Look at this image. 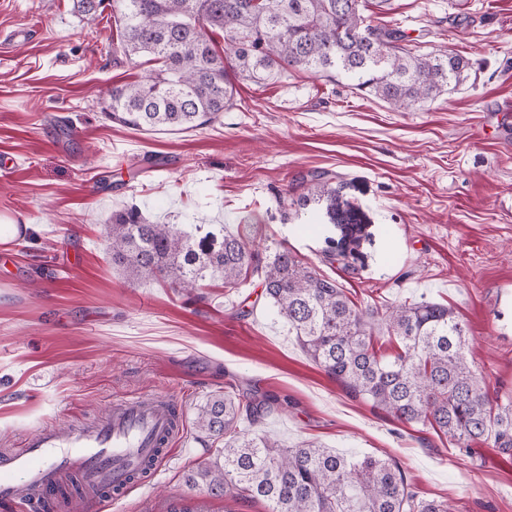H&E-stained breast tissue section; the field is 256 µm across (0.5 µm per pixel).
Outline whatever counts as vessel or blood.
I'll use <instances>...</instances> for the list:
<instances>
[{
	"label": "vessel or blood",
	"mask_w": 512,
	"mask_h": 512,
	"mask_svg": "<svg viewBox=\"0 0 512 512\" xmlns=\"http://www.w3.org/2000/svg\"><path fill=\"white\" fill-rule=\"evenodd\" d=\"M182 427L172 401L151 394L113 401L96 428L38 427L22 452L0 454V504L43 512L66 471L79 474L92 503L121 496L170 452Z\"/></svg>",
	"instance_id": "1"
}]
</instances>
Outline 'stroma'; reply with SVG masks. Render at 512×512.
Segmentation results:
<instances>
[{"label":"stroma","mask_w":512,"mask_h":512,"mask_svg":"<svg viewBox=\"0 0 512 512\" xmlns=\"http://www.w3.org/2000/svg\"><path fill=\"white\" fill-rule=\"evenodd\" d=\"M73 2L0 0V453L42 424H95L113 399L161 391L184 432L109 512H267L186 482L214 454L197 408L225 383L256 384L282 402L264 428L285 446L388 458L418 499L512 512V458L482 443L460 452L351 395L308 358L258 280L211 283L194 304L128 280L105 235L112 213L134 205L151 222L285 244L361 306L447 304L470 329L476 372L512 395V0H388V24L473 64L429 108L397 112L347 82L297 74L238 81L218 122L160 132L105 115L112 86L152 66L114 60L111 12L90 27ZM315 169L338 175L363 214L371 238L357 271L326 262L334 225L276 205Z\"/></svg>","instance_id":"1"}]
</instances>
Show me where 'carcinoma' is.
<instances>
[{
  "mask_svg": "<svg viewBox=\"0 0 512 512\" xmlns=\"http://www.w3.org/2000/svg\"><path fill=\"white\" fill-rule=\"evenodd\" d=\"M104 0H76L90 27ZM369 0H112L116 50L129 61L158 64L153 73L112 88L104 112L121 125L152 131L193 129L235 104L234 79L276 82L291 71L342 78L394 110L423 108L455 91L469 62L454 51L424 52L397 27L364 14ZM223 34L219 53L213 34ZM345 183L313 172L277 198L283 211L325 204L340 230L326 258L350 269L365 225L344 198ZM112 264L133 281L163 282L196 301L207 281L240 288L258 278L274 313L308 357L352 394L408 424H418L467 452L475 442L512 455V398L493 396L468 358L469 332L448 306L426 300L357 306L338 282L303 264L284 245L259 250L222 224H151L136 209L106 225ZM396 341L376 349L375 329ZM278 399L232 389L198 408L199 436L222 443L215 461L188 476L214 497L263 499L269 512H449L418 500L396 463L339 455L303 441L284 447L263 433Z\"/></svg>",
  "mask_w": 512,
  "mask_h": 512,
  "instance_id": "carcinoma-1",
  "label": "carcinoma"
}]
</instances>
